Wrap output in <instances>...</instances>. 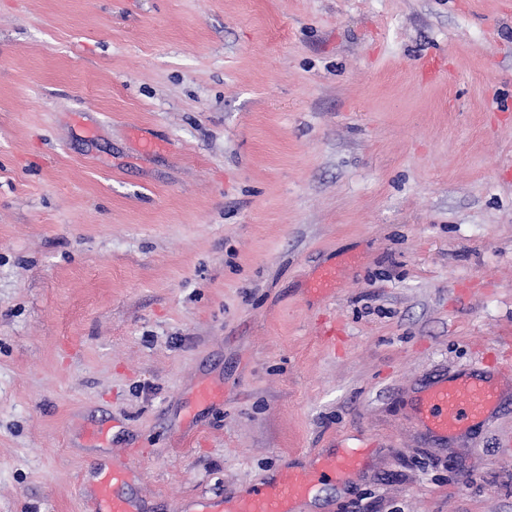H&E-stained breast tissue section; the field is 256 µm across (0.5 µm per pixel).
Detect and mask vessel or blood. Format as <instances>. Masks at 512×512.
Returning a JSON list of instances; mask_svg holds the SVG:
<instances>
[{"mask_svg":"<svg viewBox=\"0 0 512 512\" xmlns=\"http://www.w3.org/2000/svg\"><path fill=\"white\" fill-rule=\"evenodd\" d=\"M499 401L500 394L487 376L463 375L429 387L419 397L415 414L417 421L433 436L458 438L483 422ZM355 464L350 456L314 459L306 466L289 463L275 479L253 489L246 497L207 502L199 506L198 512H296V505L309 498L323 472H331L341 480L353 471ZM128 468V463H117L111 474L100 479L93 492L92 512H142L137 501L113 492L114 486L125 480Z\"/></svg>","mask_w":512,"mask_h":512,"instance_id":"obj_1","label":"vessel or blood"}]
</instances>
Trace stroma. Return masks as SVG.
I'll return each mask as SVG.
<instances>
[{"label": "stroma", "mask_w": 512, "mask_h": 512, "mask_svg": "<svg viewBox=\"0 0 512 512\" xmlns=\"http://www.w3.org/2000/svg\"><path fill=\"white\" fill-rule=\"evenodd\" d=\"M358 449L309 512H512V0H0V512ZM499 401L500 394L487 376L463 375L429 387L417 400L415 414L433 436L458 438L483 422Z\"/></svg>", "instance_id": "1"}]
</instances>
